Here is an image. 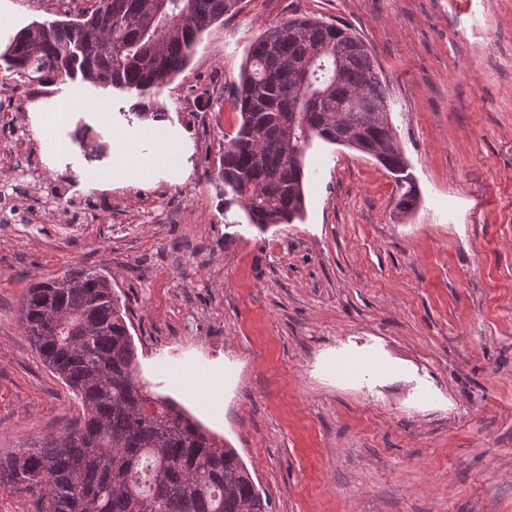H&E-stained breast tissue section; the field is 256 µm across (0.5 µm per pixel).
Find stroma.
I'll use <instances>...</instances> for the list:
<instances>
[{"label": "stroma", "instance_id": "stroma-1", "mask_svg": "<svg viewBox=\"0 0 512 512\" xmlns=\"http://www.w3.org/2000/svg\"><path fill=\"white\" fill-rule=\"evenodd\" d=\"M9 5L1 43L97 3ZM298 15L350 26L375 57L412 211L382 165L318 138L299 219L260 227L225 207L234 84L251 43ZM76 90L115 124L145 112L181 129L187 179L87 190L77 169L109 159L111 131L83 120L65 133L81 156L52 170L27 109ZM0 107L38 189L19 198L35 223H0V455L81 412L19 312L31 284L86 267L126 308L140 378L238 453L271 512H512V0H241L150 96L0 60ZM61 195L99 203L101 223L39 211ZM187 363L223 365V420L173 385Z\"/></svg>", "mask_w": 512, "mask_h": 512}]
</instances>
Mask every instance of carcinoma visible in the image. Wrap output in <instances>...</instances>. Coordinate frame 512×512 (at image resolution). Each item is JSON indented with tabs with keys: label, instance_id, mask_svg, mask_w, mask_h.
<instances>
[{
	"label": "carcinoma",
	"instance_id": "cac0c4a2",
	"mask_svg": "<svg viewBox=\"0 0 512 512\" xmlns=\"http://www.w3.org/2000/svg\"><path fill=\"white\" fill-rule=\"evenodd\" d=\"M240 0H99L77 19L32 22L6 46L8 68L56 75L140 97L189 63L200 34ZM325 50L326 70L300 85L298 70ZM240 113L220 160L224 206L257 225L290 224L305 203L303 134L354 141L395 175L397 208L418 190L388 123L386 89L365 44L311 17L271 24L252 43L234 94ZM65 282L31 286L20 323L41 360L81 401L66 432L6 457L0 489L32 498L36 512H270L246 467L173 400L152 396L109 280L69 268Z\"/></svg>",
	"mask_w": 512,
	"mask_h": 512
}]
</instances>
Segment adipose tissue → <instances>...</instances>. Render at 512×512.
Returning a JSON list of instances; mask_svg holds the SVG:
<instances>
[{"mask_svg":"<svg viewBox=\"0 0 512 512\" xmlns=\"http://www.w3.org/2000/svg\"><path fill=\"white\" fill-rule=\"evenodd\" d=\"M98 98L77 93L69 98H55L34 103L29 109L31 129L47 146L52 161L70 159L77 151L59 132L69 125L76 113L99 114ZM187 139L183 132L166 122L145 120L132 134L112 132L111 164L81 169L83 181L92 187H110L142 179L172 178L185 173Z\"/></svg>","mask_w":512,"mask_h":512,"instance_id":"adipose-tissue-1","label":"adipose tissue"}]
</instances>
